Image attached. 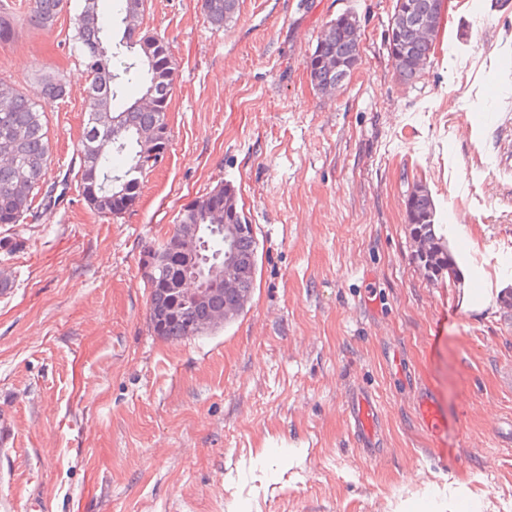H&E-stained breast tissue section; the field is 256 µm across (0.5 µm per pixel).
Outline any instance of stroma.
I'll use <instances>...</instances> for the list:
<instances>
[{
  "mask_svg": "<svg viewBox=\"0 0 512 512\" xmlns=\"http://www.w3.org/2000/svg\"><path fill=\"white\" fill-rule=\"evenodd\" d=\"M0 44L24 91L62 72L43 104L49 177L68 169L88 77L71 56L69 0L52 29L27 19ZM394 0H239L210 24L201 0H148L142 28L178 61L173 141L132 210L63 200L0 253V512H512V0L475 15L450 0L411 82L385 45ZM353 13L362 62L318 92L306 59ZM233 185L259 243L244 311L166 342L148 317L144 249L183 207ZM424 186L446 216L461 277L429 280L404 199ZM431 385L448 421L435 447L416 415ZM383 408L384 454L364 458L348 389ZM499 421L491 428L485 410Z\"/></svg>",
  "mask_w": 512,
  "mask_h": 512,
  "instance_id": "35a3bbf8",
  "label": "stroma"
}]
</instances>
